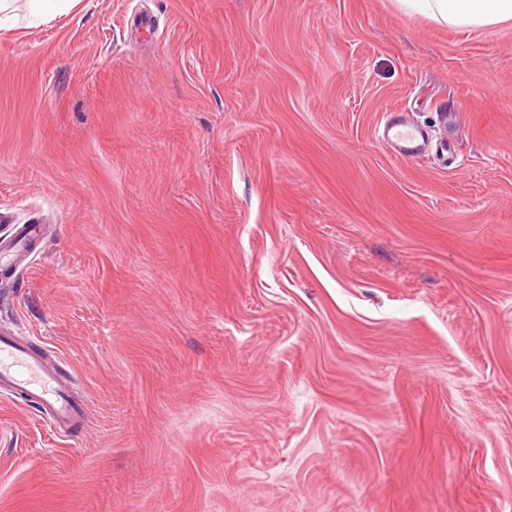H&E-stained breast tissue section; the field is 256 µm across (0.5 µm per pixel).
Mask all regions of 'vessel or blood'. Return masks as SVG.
<instances>
[{"label":"vessel or blood","instance_id":"vessel-or-blood-1","mask_svg":"<svg viewBox=\"0 0 512 512\" xmlns=\"http://www.w3.org/2000/svg\"><path fill=\"white\" fill-rule=\"evenodd\" d=\"M377 136L401 156L415 159L424 153L421 132L400 115H390ZM69 386V380L24 337L0 336V391L36 404L66 434L81 432L86 419L85 404L73 398Z\"/></svg>","mask_w":512,"mask_h":512}]
</instances>
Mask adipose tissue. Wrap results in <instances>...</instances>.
Instances as JSON below:
<instances>
[{"instance_id":"obj_1","label":"adipose tissue","mask_w":512,"mask_h":512,"mask_svg":"<svg viewBox=\"0 0 512 512\" xmlns=\"http://www.w3.org/2000/svg\"><path fill=\"white\" fill-rule=\"evenodd\" d=\"M409 12L420 13L451 27L478 29L512 21V0H399Z\"/></svg>"}]
</instances>
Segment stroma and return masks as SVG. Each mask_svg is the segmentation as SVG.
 <instances>
[{
  "label": "stroma",
  "mask_w": 512,
  "mask_h": 512,
  "mask_svg": "<svg viewBox=\"0 0 512 512\" xmlns=\"http://www.w3.org/2000/svg\"><path fill=\"white\" fill-rule=\"evenodd\" d=\"M401 112L427 154L375 130ZM0 512H512V21L78 0L0 28ZM71 381L60 376L56 367L23 336H0V389L36 404L50 416L65 435L80 433L86 419V406L73 398Z\"/></svg>",
  "instance_id": "obj_1"
}]
</instances>
